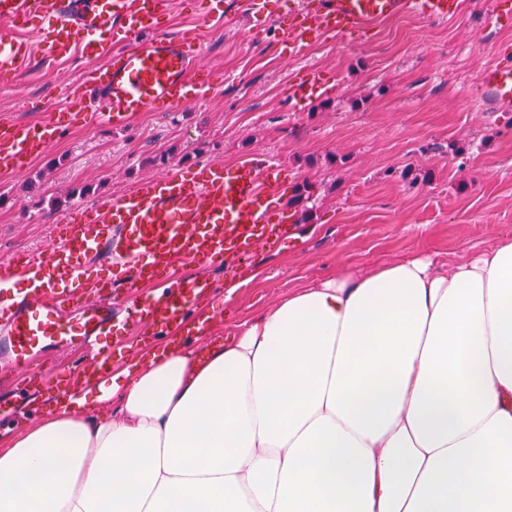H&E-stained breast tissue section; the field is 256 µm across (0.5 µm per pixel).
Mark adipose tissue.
Instances as JSON below:
<instances>
[{"instance_id": "adipose-tissue-1", "label": "adipose tissue", "mask_w": 512, "mask_h": 512, "mask_svg": "<svg viewBox=\"0 0 512 512\" xmlns=\"http://www.w3.org/2000/svg\"><path fill=\"white\" fill-rule=\"evenodd\" d=\"M0 512H512V231L154 349L0 453Z\"/></svg>"}]
</instances>
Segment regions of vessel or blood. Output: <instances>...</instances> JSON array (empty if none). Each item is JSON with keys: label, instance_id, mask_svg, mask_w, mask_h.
<instances>
[{"label": "vessel or blood", "instance_id": "obj_1", "mask_svg": "<svg viewBox=\"0 0 512 512\" xmlns=\"http://www.w3.org/2000/svg\"><path fill=\"white\" fill-rule=\"evenodd\" d=\"M171 0H0V75H18L31 56L24 38L32 18L47 22L46 47L55 59L79 54L100 107L89 125L122 128L150 109L172 110L204 95L197 56L188 37H140L148 20L166 13ZM288 42L301 52L311 34L370 31L397 17L443 20L458 0H289ZM116 23L120 46L102 32ZM482 111L512 107V60L484 69L477 82ZM59 119L11 122L0 127V171L17 173L52 148ZM283 166L266 155L235 169L220 163L198 168L193 179L173 172L140 183L118 198H104L66 218L64 232L45 247L21 251L0 263V422L22 427L26 397L36 395L39 363L80 352L63 376L79 395L112 369L110 337L120 329L139 336H174L189 309L210 303L215 285L202 271L217 259H246L274 232L273 203ZM156 284L151 293L144 284Z\"/></svg>", "mask_w": 512, "mask_h": 512}]
</instances>
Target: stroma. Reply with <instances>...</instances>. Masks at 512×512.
Returning a JSON list of instances; mask_svg holds the SVG:
<instances>
[{
    "label": "stroma",
    "mask_w": 512,
    "mask_h": 512,
    "mask_svg": "<svg viewBox=\"0 0 512 512\" xmlns=\"http://www.w3.org/2000/svg\"><path fill=\"white\" fill-rule=\"evenodd\" d=\"M208 2L172 0L156 29L195 37L211 90L174 111L145 112L128 129L75 122L26 172L0 174V252L42 247L65 212L140 182L203 161L231 168L247 155L278 156L297 231L257 247L249 264L206 267L218 292L202 311L204 329L221 340L338 268L365 272L422 254L456 262L512 229V110L482 112L475 102L481 71L512 54L511 8L460 0L452 19L402 16L365 35L313 39L292 57L286 18L256 27L241 5L218 17ZM25 36L33 56L0 83V120L93 111L83 59L47 57L41 25ZM312 71L327 93L292 106L290 85ZM306 179L314 196L294 202ZM164 342L114 334V370L145 365Z\"/></svg>",
    "instance_id": "1"
}]
</instances>
